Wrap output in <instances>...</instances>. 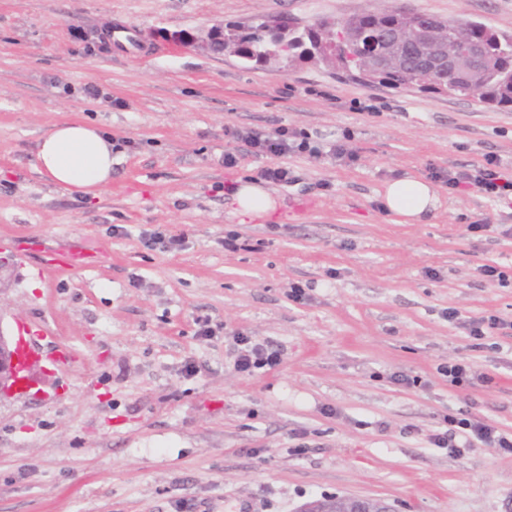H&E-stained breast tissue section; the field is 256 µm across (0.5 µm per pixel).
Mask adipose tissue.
<instances>
[{"label":"adipose tissue","mask_w":512,"mask_h":512,"mask_svg":"<svg viewBox=\"0 0 512 512\" xmlns=\"http://www.w3.org/2000/svg\"><path fill=\"white\" fill-rule=\"evenodd\" d=\"M37 170L50 185L71 194L95 196L112 181V139L92 125L56 124L37 143ZM438 194L415 177L388 181L382 194L385 212L414 222L436 209ZM233 213L240 223L270 216L274 198L260 184L244 180L232 192Z\"/></svg>","instance_id":"1"}]
</instances>
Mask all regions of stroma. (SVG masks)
I'll return each instance as SVG.
<instances>
[{"label": "stroma", "mask_w": 512, "mask_h": 512, "mask_svg": "<svg viewBox=\"0 0 512 512\" xmlns=\"http://www.w3.org/2000/svg\"><path fill=\"white\" fill-rule=\"evenodd\" d=\"M394 5L512 33V0H0V236L98 255L69 273L11 257L0 267V332L43 330L35 388L0 399V512H235L246 500L298 512L336 495L395 512H512V458L429 441L452 413L512 433V330L478 342L465 329L512 321V284L477 272L512 277V195L431 175L488 154L512 174V106L366 85L308 61L251 67L205 42L229 22L337 23ZM120 29L137 51L114 49ZM370 98L375 112L358 111ZM67 120L112 137V185L98 197L36 169L39 138ZM284 128L322 157L276 160L232 136ZM347 130L350 161L331 152ZM276 162L295 177L267 186L278 231L239 223L227 186ZM407 175L439 197L417 224L381 205L386 182ZM156 226L183 235V250L146 249L140 233ZM228 228L260 250L226 251ZM293 282L306 301L289 297ZM237 334L279 350L280 364L236 372ZM61 350L76 362L56 363ZM460 359L493 384L450 386L439 368ZM505 328L512 330V322L508 323L494 315L473 320L468 324L469 336L474 339H480L486 336L489 330Z\"/></svg>", "instance_id": "35a3bbf8"}]
</instances>
